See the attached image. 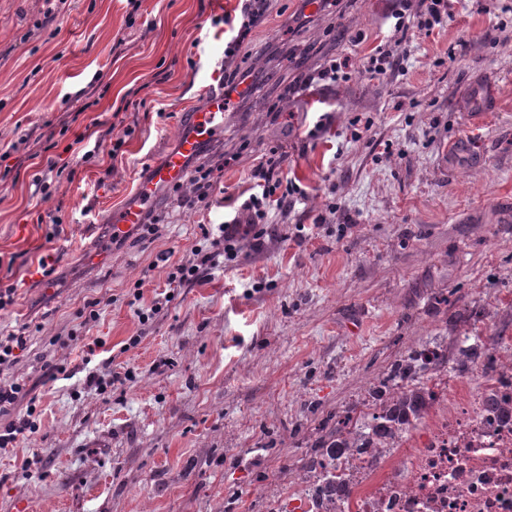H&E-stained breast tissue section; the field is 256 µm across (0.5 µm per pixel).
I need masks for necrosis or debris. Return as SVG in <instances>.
<instances>
[{"instance_id":"obj_1","label":"necrosis or debris","mask_w":512,"mask_h":512,"mask_svg":"<svg viewBox=\"0 0 512 512\" xmlns=\"http://www.w3.org/2000/svg\"><path fill=\"white\" fill-rule=\"evenodd\" d=\"M471 370L477 385L436 389L448 410L414 447L402 428L375 452L337 456L346 512H512V338Z\"/></svg>"}]
</instances>
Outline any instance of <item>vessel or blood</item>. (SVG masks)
I'll use <instances>...</instances> for the list:
<instances>
[{
  "label": "vessel or blood",
  "mask_w": 512,
  "mask_h": 512,
  "mask_svg": "<svg viewBox=\"0 0 512 512\" xmlns=\"http://www.w3.org/2000/svg\"><path fill=\"white\" fill-rule=\"evenodd\" d=\"M204 91L210 104L206 109L189 113L187 124L180 130L177 151L137 183L133 203L115 207L109 213L107 222L114 234H125L141 223L145 213L156 206L159 188L183 184L188 177L187 160L197 156L203 143L222 136L225 99L218 72L208 73Z\"/></svg>",
  "instance_id": "obj_1"
}]
</instances>
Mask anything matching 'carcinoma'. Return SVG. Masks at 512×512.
Returning a JSON list of instances; mask_svg holds the SVG:
<instances>
[{
    "instance_id": "cac0c4a2",
    "label": "carcinoma",
    "mask_w": 512,
    "mask_h": 512,
    "mask_svg": "<svg viewBox=\"0 0 512 512\" xmlns=\"http://www.w3.org/2000/svg\"><path fill=\"white\" fill-rule=\"evenodd\" d=\"M488 340L481 336L466 337V346L454 348L452 355L439 353L431 363H417L416 355L407 352L391 367L387 377L370 388L369 394L380 403L376 419L380 425L365 433L362 428L351 424V417H336V422L328 434V440L311 458L312 467L322 466L327 457H336L341 452L363 451L376 448L375 440L390 435L400 424H411L422 419L429 408L424 387L413 384L419 370L427 369L435 374L447 370L448 361H453L456 369L461 370L486 354Z\"/></svg>"
}]
</instances>
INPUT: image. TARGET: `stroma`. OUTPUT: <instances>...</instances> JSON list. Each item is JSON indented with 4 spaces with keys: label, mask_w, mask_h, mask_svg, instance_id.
I'll return each instance as SVG.
<instances>
[{
    "label": "stroma",
    "mask_w": 512,
    "mask_h": 512,
    "mask_svg": "<svg viewBox=\"0 0 512 512\" xmlns=\"http://www.w3.org/2000/svg\"><path fill=\"white\" fill-rule=\"evenodd\" d=\"M242 5L0 0V289L14 290L0 336L26 337L0 365L1 388L23 387L0 428L37 424L0 447V512H297L328 417L361 426L395 359L512 336V23L497 0L409 29L410 54L378 79L360 67L421 0H266L228 56ZM344 59L349 78L314 80ZM218 66L244 82L223 138L190 162L207 198L160 189L157 233L113 241L109 210L176 150ZM272 150L281 189L307 197L258 226L244 203ZM224 222L225 270L158 304L170 264ZM97 339L132 373L102 393L83 386Z\"/></svg>",
    "instance_id": "35a3bbf8"
}]
</instances>
